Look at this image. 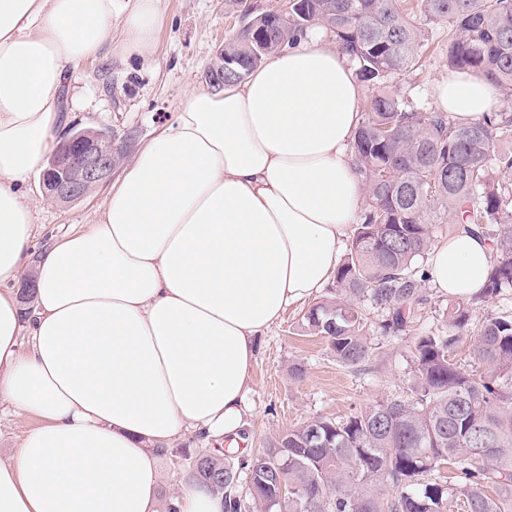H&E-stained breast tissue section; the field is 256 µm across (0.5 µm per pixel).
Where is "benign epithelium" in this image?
<instances>
[{"instance_id":"7a95c632","label":"benign epithelium","mask_w":512,"mask_h":512,"mask_svg":"<svg viewBox=\"0 0 512 512\" xmlns=\"http://www.w3.org/2000/svg\"><path fill=\"white\" fill-rule=\"evenodd\" d=\"M115 140L110 129L68 128L42 173L43 189L64 203L86 196L110 177L118 160Z\"/></svg>"}]
</instances>
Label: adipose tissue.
I'll return each mask as SVG.
<instances>
[{"instance_id": "ef3b65f1", "label": "adipose tissue", "mask_w": 512, "mask_h": 512, "mask_svg": "<svg viewBox=\"0 0 512 512\" xmlns=\"http://www.w3.org/2000/svg\"><path fill=\"white\" fill-rule=\"evenodd\" d=\"M113 2L0 0V406L38 421L0 463V512H224L191 482L162 501L157 451L190 430L237 436L263 337L333 278L358 220L364 89L313 35L223 92L190 88L91 223L34 254L23 186L55 149L70 68L112 44ZM161 16L134 0L121 54L148 53ZM433 95L454 119L503 107L477 72ZM492 260L458 234L431 250V284L469 298Z\"/></svg>"}]
</instances>
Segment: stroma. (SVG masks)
<instances>
[{
    "label": "stroma",
    "mask_w": 512,
    "mask_h": 512,
    "mask_svg": "<svg viewBox=\"0 0 512 512\" xmlns=\"http://www.w3.org/2000/svg\"><path fill=\"white\" fill-rule=\"evenodd\" d=\"M282 4L283 0H163L164 15L148 54L126 59L103 56L73 70L63 95V125L112 129L124 141L125 160H132L157 130L174 119L186 91L206 85L205 73L225 38L239 26L243 9L261 13ZM427 30L422 69L388 88L430 109L432 85L448 71L449 30L444 23L428 25ZM107 191L103 185L86 197L60 203L45 195L39 179H31L25 195L35 211L37 243L89 223ZM426 293L425 310L405 334L393 339L370 331V359L361 372L340 365L326 340L308 329L307 304L291 306L267 332L252 367L251 409L243 427L251 453L261 452L282 433L313 417L340 419L383 398L408 397L415 341L441 326L451 302L434 288ZM295 364L304 367L298 380L289 374ZM175 445V452L160 456L158 462L165 499L184 480L180 449L198 450L204 443L189 432Z\"/></svg>",
    "instance_id": "35a3bbf8"
}]
</instances>
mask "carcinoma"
<instances>
[{
    "instance_id": "obj_1",
    "label": "carcinoma",
    "mask_w": 512,
    "mask_h": 512,
    "mask_svg": "<svg viewBox=\"0 0 512 512\" xmlns=\"http://www.w3.org/2000/svg\"><path fill=\"white\" fill-rule=\"evenodd\" d=\"M422 19L445 21L448 67L480 72L508 105L487 118L455 120L415 109L385 90L420 62L427 37L407 0H288L247 19L224 41V84L244 81L299 34L321 26L346 49L371 90L352 150L363 213L335 276V296L311 306L308 328L336 361L369 358L367 323L398 337L426 308L417 261L460 231L485 237L493 261L482 292L448 306L437 331L418 338L410 396L342 420L315 417L233 464L215 452L180 449L185 478L224 502V512H509L512 509V314L489 315L476 333L473 373L451 359L471 313L512 288V0H414ZM453 466L448 483L441 468ZM247 491L239 492L240 478ZM288 499L279 500L281 485Z\"/></svg>"
}]
</instances>
